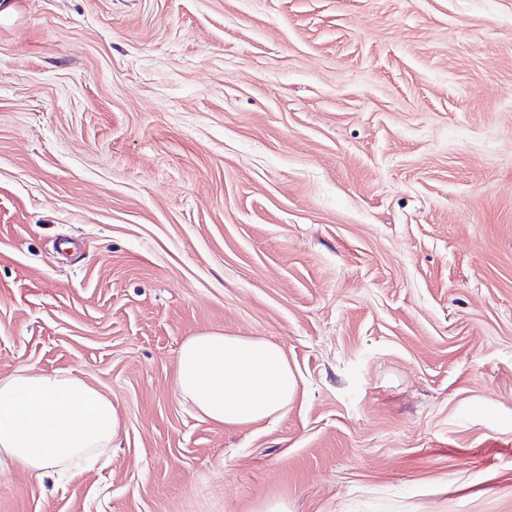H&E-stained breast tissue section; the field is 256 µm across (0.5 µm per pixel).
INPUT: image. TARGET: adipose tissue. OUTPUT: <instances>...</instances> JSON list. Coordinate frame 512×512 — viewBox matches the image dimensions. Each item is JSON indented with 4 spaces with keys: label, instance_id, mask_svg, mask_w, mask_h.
<instances>
[{
    "label": "adipose tissue",
    "instance_id": "1",
    "mask_svg": "<svg viewBox=\"0 0 512 512\" xmlns=\"http://www.w3.org/2000/svg\"><path fill=\"white\" fill-rule=\"evenodd\" d=\"M174 385L204 419L235 427L286 413L298 382L281 346L210 331L183 342ZM119 428L111 399L73 374L21 367L0 377V465L40 479L90 469Z\"/></svg>",
    "mask_w": 512,
    "mask_h": 512
}]
</instances>
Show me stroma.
<instances>
[{
  "label": "stroma",
  "instance_id": "1",
  "mask_svg": "<svg viewBox=\"0 0 512 512\" xmlns=\"http://www.w3.org/2000/svg\"><path fill=\"white\" fill-rule=\"evenodd\" d=\"M221 331L285 415L174 388ZM112 400L97 469L0 512H512V0H16L0 377ZM174 385L204 419L235 427L286 413L298 382L281 346L210 331L183 342Z\"/></svg>",
  "mask_w": 512,
  "mask_h": 512
}]
</instances>
